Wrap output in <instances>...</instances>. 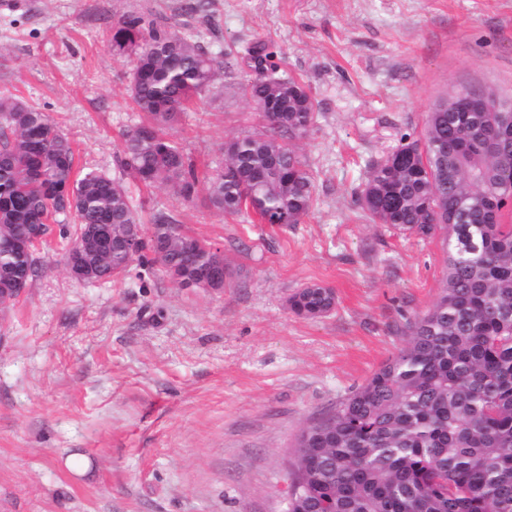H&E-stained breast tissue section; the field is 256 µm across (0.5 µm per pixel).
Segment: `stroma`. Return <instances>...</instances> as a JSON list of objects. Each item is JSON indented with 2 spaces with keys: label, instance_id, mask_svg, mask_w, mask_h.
Listing matches in <instances>:
<instances>
[{
  "label": "stroma",
  "instance_id": "stroma-1",
  "mask_svg": "<svg viewBox=\"0 0 512 512\" xmlns=\"http://www.w3.org/2000/svg\"><path fill=\"white\" fill-rule=\"evenodd\" d=\"M0 10V93L40 106L78 171L119 175L122 135L144 121L113 24L142 16L229 53L169 133L191 154L193 201L131 185L155 212L219 247L221 290L183 288L133 262L82 283L52 233L28 288L0 307V512H282L301 429L333 411L406 344L446 274L441 236L369 221V166L421 138L439 101L467 88L512 103V0H18ZM259 43L303 84L317 121L298 143L314 180L300 223L227 216L207 202L225 141L261 129L242 90ZM330 287L334 309L289 297ZM288 304L296 315L314 318L329 313L335 307L336 297L332 288L313 284L295 292Z\"/></svg>",
  "mask_w": 512,
  "mask_h": 512
}]
</instances>
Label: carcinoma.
I'll list each match as a JSON object with an SVG mask.
<instances>
[{
	"label": "carcinoma",
	"mask_w": 512,
	"mask_h": 512,
	"mask_svg": "<svg viewBox=\"0 0 512 512\" xmlns=\"http://www.w3.org/2000/svg\"><path fill=\"white\" fill-rule=\"evenodd\" d=\"M112 49L132 58L131 98L147 121L124 136L119 168L145 185H170L185 199L199 184L190 155L167 129L186 106L231 71L204 45L153 20L129 15L112 26ZM274 53L252 52L244 86L267 131L224 143L209 178L208 205L229 216L252 212L264 224H297L311 209L314 183L296 141L317 115L298 81L278 75ZM512 112L428 114L424 137L372 165L361 191L377 224L446 242L447 272L432 306L409 325L406 345L335 411L302 429L295 445L288 512H512V159L493 132ZM73 239L67 262L121 276L148 250L182 288L199 271L224 266L220 248L153 216L138 249L124 246L137 223L122 179L98 171L74 176L68 137L43 111L0 96V296L37 276L35 254L19 245L50 232ZM112 225V244L90 239ZM314 318L336 304L313 284L288 299Z\"/></svg>",
	"instance_id": "obj_1"
}]
</instances>
